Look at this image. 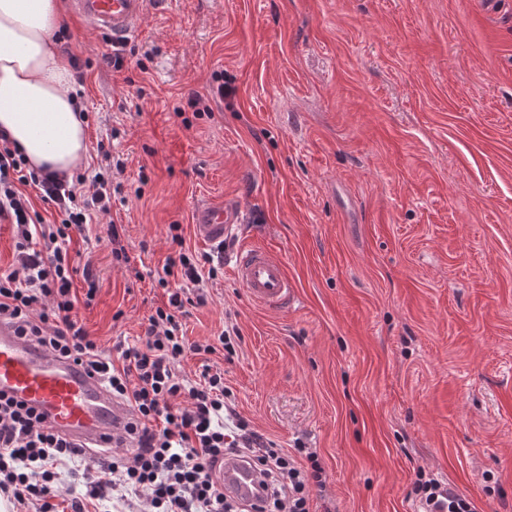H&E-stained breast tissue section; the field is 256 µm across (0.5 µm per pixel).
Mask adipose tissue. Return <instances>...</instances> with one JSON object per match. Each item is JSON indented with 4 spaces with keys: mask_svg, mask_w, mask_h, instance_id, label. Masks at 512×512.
Wrapping results in <instances>:
<instances>
[{
    "mask_svg": "<svg viewBox=\"0 0 512 512\" xmlns=\"http://www.w3.org/2000/svg\"><path fill=\"white\" fill-rule=\"evenodd\" d=\"M59 0H0V132L28 165L70 176L87 158L69 61L59 52Z\"/></svg>",
    "mask_w": 512,
    "mask_h": 512,
    "instance_id": "1",
    "label": "adipose tissue"
}]
</instances>
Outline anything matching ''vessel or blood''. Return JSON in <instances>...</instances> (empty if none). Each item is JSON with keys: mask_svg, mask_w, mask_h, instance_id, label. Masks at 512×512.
Returning <instances> with one entry per match:
<instances>
[{"mask_svg": "<svg viewBox=\"0 0 512 512\" xmlns=\"http://www.w3.org/2000/svg\"><path fill=\"white\" fill-rule=\"evenodd\" d=\"M146 4L147 0H71L72 8L116 47L134 35ZM241 222L236 203L203 204L195 211L194 228L198 239L220 247ZM232 261L235 280L253 302L268 309L295 304L296 290L283 262L265 249H239ZM0 394L25 402L44 416L46 424L91 446L111 444L129 419L127 408L96 377L16 336L4 322H0ZM222 476L229 497L248 500L260 491L256 472L242 458H227Z\"/></svg>", "mask_w": 512, "mask_h": 512, "instance_id": "b4317fda", "label": "vessel or blood"}]
</instances>
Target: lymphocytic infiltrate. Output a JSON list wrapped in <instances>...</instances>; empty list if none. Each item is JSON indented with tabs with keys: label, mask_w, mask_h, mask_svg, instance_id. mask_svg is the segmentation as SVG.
Wrapping results in <instances>:
<instances>
[{
	"label": "lymphocytic infiltrate",
	"mask_w": 512,
	"mask_h": 512,
	"mask_svg": "<svg viewBox=\"0 0 512 512\" xmlns=\"http://www.w3.org/2000/svg\"><path fill=\"white\" fill-rule=\"evenodd\" d=\"M38 190L55 207L58 226L44 229L25 187ZM90 196L69 181L30 170L19 149L0 133V220L15 226L17 259L0 268V321L18 336L96 376L131 413L125 439L114 447L90 450L48 427L25 405L0 397V493L33 512H59L55 500L58 468L80 460L85 497H73L70 512H89V500L116 491L128 512H311V489L323 486L324 470L314 453L298 461L290 452L254 430L235 409L224 373L203 365L196 378L181 374L185 351L233 356L240 339L236 325L226 326L217 344H188L181 319L187 304L204 305L199 285L216 276L214 258L183 250L173 233L177 256L168 258L157 278L168 291L137 341H117L104 350L89 338L71 293L74 267L66 247L72 231H83L91 210L112 209L111 185L95 174ZM44 250H36L35 239ZM97 463H89V456ZM249 459L267 496L243 503L224 494L220 473L225 457ZM416 493L426 512H478L450 485L419 480Z\"/></svg>",
	"instance_id": "obj_1"
}]
</instances>
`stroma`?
I'll return each instance as SVG.
<instances>
[{
  "mask_svg": "<svg viewBox=\"0 0 512 512\" xmlns=\"http://www.w3.org/2000/svg\"><path fill=\"white\" fill-rule=\"evenodd\" d=\"M61 26L80 173L124 164L68 245L89 336L141 335L169 226L209 252L196 206L237 201L229 251L278 256L299 301L257 305L225 263L184 331L238 326L211 361L256 431L316 453L313 512H419L422 472L512 512V0H148L118 71L70 6ZM114 217L135 272L112 262Z\"/></svg>",
  "mask_w": 512,
  "mask_h": 512,
  "instance_id": "obj_1",
  "label": "stroma"
}]
</instances>
